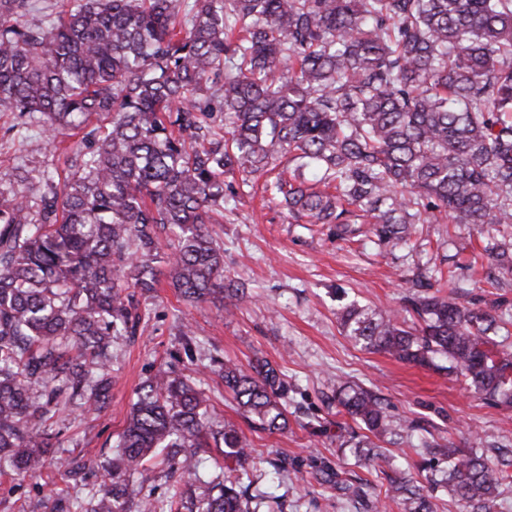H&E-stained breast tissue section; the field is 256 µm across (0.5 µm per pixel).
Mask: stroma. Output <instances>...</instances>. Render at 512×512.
<instances>
[{
  "label": "stroma",
  "instance_id": "1",
  "mask_svg": "<svg viewBox=\"0 0 512 512\" xmlns=\"http://www.w3.org/2000/svg\"><path fill=\"white\" fill-rule=\"evenodd\" d=\"M12 123V117L0 115V175L20 164L51 172L65 169L62 149L39 124L20 134ZM262 184L259 178L247 185L240 176H227L224 216L209 227L224 250L225 281L244 284L251 302L228 299L196 306L160 282L141 301L146 317L138 334L120 339L114 348L108 407L79 416L62 433V450L99 461L110 456L137 389L170 365L179 371L194 367L216 423L232 422L252 440L250 491L260 497L257 512H268L272 495L282 512H359L316 480V473L326 469L370 483L381 496V512H403L401 500L384 496L387 476L350 465L339 448L340 435L354 425L334 401L343 383L376 392L391 414L408 420L402 440L380 442L397 469L418 473L428 458L421 440L429 434L463 449L476 437L490 447L512 448V407L484 403L456 375L356 347L336 320L341 290L346 299L415 322L406 311L407 298L416 293L417 281L443 273L470 285V300L498 301L511 318L512 278L502 277L497 286L477 279L474 261L483 247L478 230L442 220L413 226L405 245L381 242L368 232L343 241L335 225L306 223L263 197ZM187 322L197 330L189 347L180 334ZM215 358L245 370L264 359L281 371L288 386L287 432L248 427L209 371ZM282 458L297 472L296 481L276 480L275 465ZM0 512H49L46 493L34 480L0 477Z\"/></svg>",
  "mask_w": 512,
  "mask_h": 512
}]
</instances>
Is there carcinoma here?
Segmentation results:
<instances>
[{
	"label": "carcinoma",
	"instance_id": "obj_1",
	"mask_svg": "<svg viewBox=\"0 0 512 512\" xmlns=\"http://www.w3.org/2000/svg\"><path fill=\"white\" fill-rule=\"evenodd\" d=\"M34 11L0 0V113L78 139L63 180L0 179V475L40 478L50 512H251V442L233 423L214 428L208 396L174 370L141 385L108 480L87 496L57 479L90 460L67 458L58 477L47 457L71 416L108 405L112 345L137 334V296L159 276L195 303L250 298L224 292V250L206 228L224 216L225 175L246 183L281 157L299 162L264 190L342 239L369 222L405 243L441 215L480 231L512 224V0H68L28 20ZM482 255L512 275V241L489 236ZM409 307L412 326L355 302L336 318L354 345L447 368L512 406V352L490 337L505 325L496 305L464 304L450 283ZM219 376L248 423L288 429V388L270 362L226 363ZM336 400L378 438L408 430L361 386L340 385ZM345 444L356 465L393 468L368 436ZM211 446L224 469L208 478L199 449ZM423 447L447 463L442 478L392 480L386 497L435 512L441 485L464 512H494L511 448L492 462L479 439L470 452ZM158 454L180 476L163 507L134 479ZM321 480L340 498L364 495L339 475Z\"/></svg>",
	"mask_w": 512,
	"mask_h": 512
}]
</instances>
